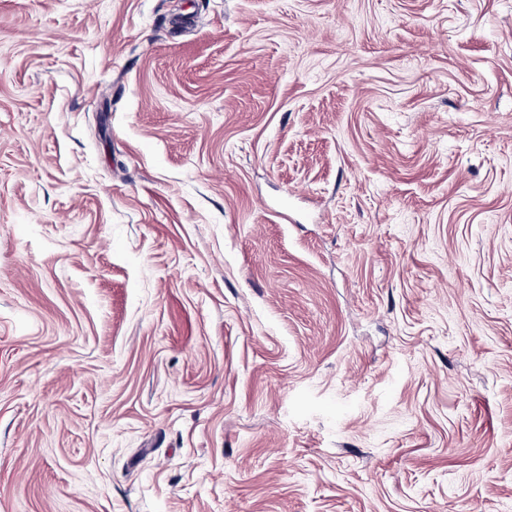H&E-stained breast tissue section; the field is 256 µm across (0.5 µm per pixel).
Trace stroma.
Returning <instances> with one entry per match:
<instances>
[{
  "label": "stroma",
  "instance_id": "35a3bbf8",
  "mask_svg": "<svg viewBox=\"0 0 512 512\" xmlns=\"http://www.w3.org/2000/svg\"><path fill=\"white\" fill-rule=\"evenodd\" d=\"M0 512H512V0H0Z\"/></svg>",
  "mask_w": 512,
  "mask_h": 512
}]
</instances>
